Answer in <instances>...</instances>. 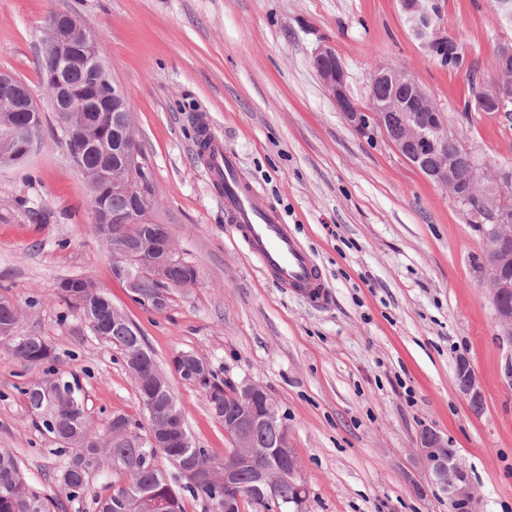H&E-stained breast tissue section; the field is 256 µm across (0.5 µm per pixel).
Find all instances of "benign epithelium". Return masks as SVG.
<instances>
[{"mask_svg":"<svg viewBox=\"0 0 512 512\" xmlns=\"http://www.w3.org/2000/svg\"><path fill=\"white\" fill-rule=\"evenodd\" d=\"M405 22L420 41L421 47L431 57L446 58L439 53L455 38L438 25L439 0H401ZM43 54L55 61L53 70L47 73V80L54 89L57 114L64 112L82 113L86 126H97L99 113L112 111V96L104 95L96 87L75 91L66 76L77 56L81 55L97 67L106 68L104 60L96 54L100 41L93 27L77 16L60 12L54 15L47 26ZM459 54L448 58L458 59ZM498 73L496 82L486 85L478 83L474 96L476 103L487 100L500 110L512 103V42L498 45L495 54ZM312 65L329 98L342 112L347 124L360 136L371 139L380 134L394 147L397 153L410 165L419 169L432 183L445 189L467 213L471 223L477 225L482 250L484 283L494 307L499 327L497 337L501 344L512 350V212L498 206L499 195L512 188V167L480 162L474 153L458 136L448 132L443 113L433 103L428 93L405 72L387 65L375 67L369 85L370 107L361 109L348 92L347 72L335 51L320 47L314 54ZM396 84L409 89L413 106L397 98L379 95L387 84ZM37 143L36 120L25 124H8L0 132V164L17 165L24 162ZM112 144L124 158V176L112 177L103 172L102 179L89 181L93 193L103 188L126 189L136 192L137 185L131 182L137 170V145L129 129V123L112 124ZM469 169L475 175L470 189L458 190L460 171ZM151 206L142 203L135 212L112 215V230H117L133 220L149 221ZM112 273L119 274L126 281V288L136 293L139 288V274L133 264L130 250L124 248L112 255ZM456 384L461 395L467 400L472 413L482 411V392L477 376L469 362L462 358L458 362ZM235 405L224 410V433L235 440L238 451L228 454L221 461L224 467V487L234 488L233 479L242 464L251 460L244 450L254 447L253 433L270 423L281 424L278 447H288V431L283 424L278 408L271 396L259 385L242 381L231 394ZM451 441L437 430L427 428L419 434L417 448L432 481L448 496L451 504H463L468 512H475L476 494L457 457L445 449ZM261 483L260 494L263 503L281 509L276 499V486L286 481L297 487L303 478L298 462L288 456L277 469L259 467L255 470Z\"/></svg>","mask_w":512,"mask_h":512,"instance_id":"benign-epithelium-1","label":"benign epithelium"}]
</instances>
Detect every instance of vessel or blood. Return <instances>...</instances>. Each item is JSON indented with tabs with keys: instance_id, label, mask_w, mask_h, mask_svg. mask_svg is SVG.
<instances>
[{
	"instance_id": "1",
	"label": "vessel or blood",
	"mask_w": 512,
	"mask_h": 512,
	"mask_svg": "<svg viewBox=\"0 0 512 512\" xmlns=\"http://www.w3.org/2000/svg\"><path fill=\"white\" fill-rule=\"evenodd\" d=\"M199 151L209 178L224 196V216L239 244L254 258L259 270L312 306L328 304L324 274L301 240L285 224L281 212L265 193L242 173L237 157L221 139L203 131Z\"/></svg>"
}]
</instances>
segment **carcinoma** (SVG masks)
<instances>
[{"instance_id":"1","label":"carcinoma","mask_w":512,"mask_h":512,"mask_svg":"<svg viewBox=\"0 0 512 512\" xmlns=\"http://www.w3.org/2000/svg\"><path fill=\"white\" fill-rule=\"evenodd\" d=\"M34 106L31 94L22 83L0 82V124L27 121L28 111ZM92 149L82 154L85 167L95 170L111 155L108 150ZM135 199L122 192H104L100 196L103 215L127 213L133 209ZM107 249L120 242L132 249L140 247L149 238L147 223L126 224L120 238H112V231L95 227ZM179 278L188 286L197 278L195 267L187 260L180 263L171 278H160L145 268L140 276L141 300L145 307L163 292H170V279ZM57 297L69 308L76 310L90 325L103 343L121 349L141 350L140 378L136 384L139 401L146 411L147 426L144 433L132 428L131 419L122 414L109 418L100 428L87 420L82 386L77 375L69 369L68 354L59 352L42 337L24 333L18 329L19 312L6 297H0V346L36 375L22 388L36 427L57 445L55 451L67 456V462L54 474V482L63 497L46 498L28 482L19 459L9 450H0V512H65V502L90 497L96 512H144V498L162 504L159 512H185V495L202 499L209 512H225L224 478L219 471L212 479L201 484L192 483V477L200 470L218 461L209 450L197 446L187 434L174 432L163 448L151 444V435L164 426L169 406L177 405L166 374L160 369L146 345L139 328L123 313L112 307L107 293L87 280L80 288H72L63 280L57 284ZM174 371L184 382L197 387L203 393L213 416L224 418V386L226 383L206 366L198 354L184 352ZM280 426L268 425L255 435V453L269 464L279 461ZM166 460L174 469L168 473L161 467ZM107 464L123 474L124 479L115 482L110 492L101 495L92 488L91 477ZM253 478L250 471L241 473L237 481V493L244 502L253 501L250 487ZM240 501V502H242ZM240 502H235V512H240Z\"/></svg>"}]
</instances>
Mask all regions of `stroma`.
<instances>
[{
  "label": "stroma",
  "mask_w": 512,
  "mask_h": 512,
  "mask_svg": "<svg viewBox=\"0 0 512 512\" xmlns=\"http://www.w3.org/2000/svg\"><path fill=\"white\" fill-rule=\"evenodd\" d=\"M440 5L462 44L457 69L423 53L399 0H0V73L25 83L42 114L38 149L0 167V296L20 305L21 331L73 354L91 424L145 416L119 351L56 296L57 282L76 275L109 293L160 368L192 350L218 379L246 378L271 395L308 512H451L416 448L427 426L456 448L477 512H512V388L501 380L480 234L385 137L348 126L311 64L331 46L362 107L375 66L407 72L481 159L512 164V116L462 113L470 77L495 80L494 53L512 28L495 0ZM57 11L100 35L155 184L152 217L197 270L163 311L142 308L114 279L87 180L56 132L39 60ZM203 115L322 266L328 307L264 276L236 245L199 155ZM462 356L483 393L477 415L456 387ZM31 377L0 350V449L54 497L64 458L21 393ZM169 381L192 438L223 456L231 442L201 391L174 373Z\"/></svg>",
  "instance_id": "1"
}]
</instances>
